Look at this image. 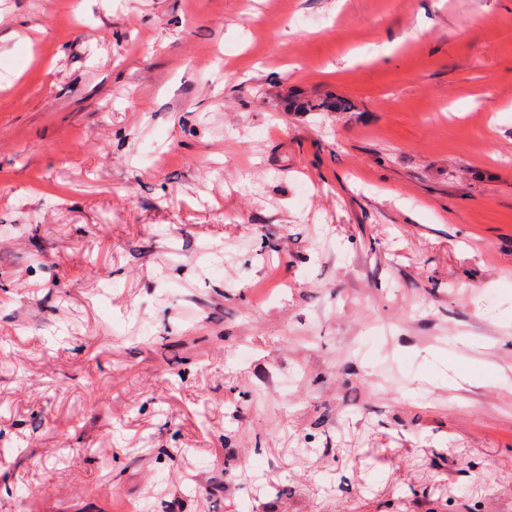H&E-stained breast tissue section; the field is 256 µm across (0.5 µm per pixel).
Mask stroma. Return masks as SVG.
Listing matches in <instances>:
<instances>
[{
    "label": "stroma",
    "instance_id": "35a3bbf8",
    "mask_svg": "<svg viewBox=\"0 0 512 512\" xmlns=\"http://www.w3.org/2000/svg\"><path fill=\"white\" fill-rule=\"evenodd\" d=\"M0 345V512H512V0H0Z\"/></svg>",
    "mask_w": 512,
    "mask_h": 512
}]
</instances>
